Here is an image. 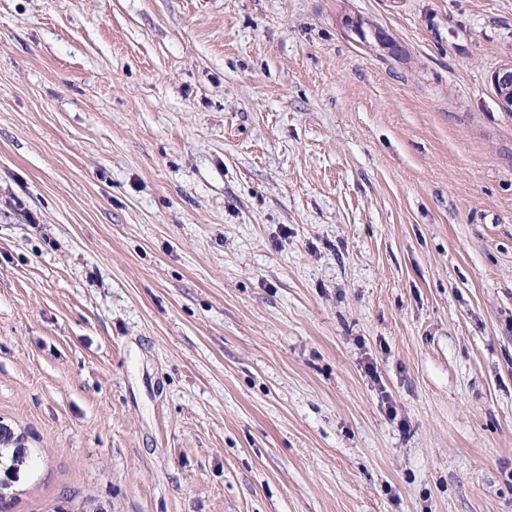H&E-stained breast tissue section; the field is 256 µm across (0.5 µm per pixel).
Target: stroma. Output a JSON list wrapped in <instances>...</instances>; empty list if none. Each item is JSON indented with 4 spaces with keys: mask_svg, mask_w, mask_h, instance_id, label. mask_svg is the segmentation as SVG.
<instances>
[{
    "mask_svg": "<svg viewBox=\"0 0 512 512\" xmlns=\"http://www.w3.org/2000/svg\"><path fill=\"white\" fill-rule=\"evenodd\" d=\"M510 63L512 0H0L5 512H512Z\"/></svg>",
    "mask_w": 512,
    "mask_h": 512,
    "instance_id": "1",
    "label": "stroma"
}]
</instances>
